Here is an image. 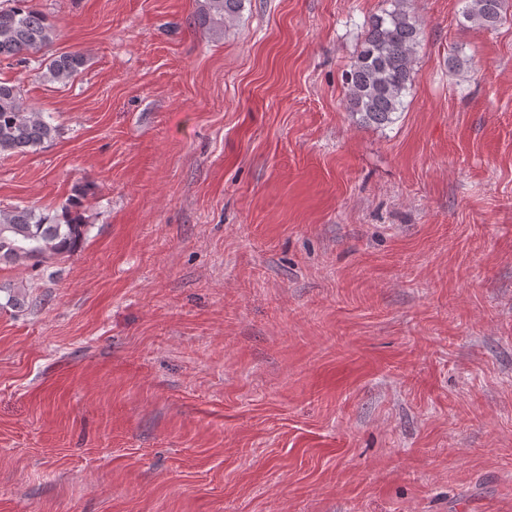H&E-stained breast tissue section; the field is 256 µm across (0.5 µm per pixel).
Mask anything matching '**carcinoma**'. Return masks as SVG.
<instances>
[{
    "instance_id": "carcinoma-1",
    "label": "carcinoma",
    "mask_w": 512,
    "mask_h": 512,
    "mask_svg": "<svg viewBox=\"0 0 512 512\" xmlns=\"http://www.w3.org/2000/svg\"><path fill=\"white\" fill-rule=\"evenodd\" d=\"M243 2L204 0L199 24L221 36L224 24L240 12ZM408 2L390 0L391 8L369 19L365 37L345 71L349 108L366 125L394 123L412 85L421 26ZM502 10L503 0H466L462 18L493 28L501 21ZM55 39L54 26L34 7L33 0L0 3V59L23 62ZM86 62L80 52H64L38 63L34 76L65 85ZM59 133L51 117L24 101L20 85L0 80V155L35 152ZM90 190L89 185L75 188L54 216L30 205L1 210L0 264L37 268L55 257H70L80 251L89 230L82 208Z\"/></svg>"
}]
</instances>
